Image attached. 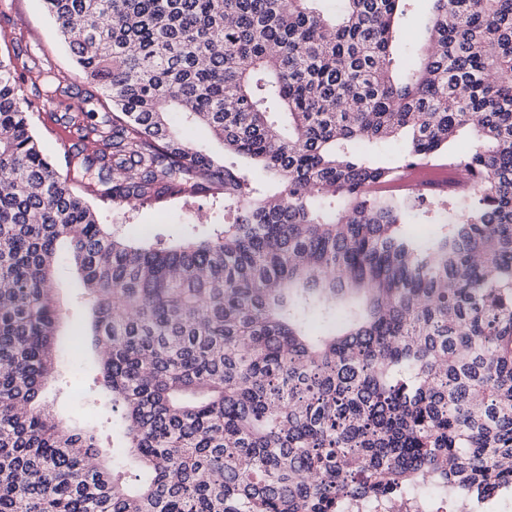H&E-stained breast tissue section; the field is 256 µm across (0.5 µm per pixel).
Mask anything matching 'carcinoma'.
<instances>
[{"mask_svg": "<svg viewBox=\"0 0 512 512\" xmlns=\"http://www.w3.org/2000/svg\"><path fill=\"white\" fill-rule=\"evenodd\" d=\"M43 2L113 112L65 114L78 189L34 135L31 70L0 58V512H346L426 481L455 503L512 488V0H433L417 54L394 29L414 0L333 17L322 0ZM391 142L466 172L430 239L407 229L425 195L377 192ZM200 194L233 222L168 248L112 237L87 200ZM61 249L151 474L135 492L94 429L39 402Z\"/></svg>", "mask_w": 512, "mask_h": 512, "instance_id": "obj_1", "label": "carcinoma"}]
</instances>
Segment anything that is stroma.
I'll list each match as a JSON object with an SVG mask.
<instances>
[{"mask_svg": "<svg viewBox=\"0 0 512 512\" xmlns=\"http://www.w3.org/2000/svg\"><path fill=\"white\" fill-rule=\"evenodd\" d=\"M0 56L19 58L33 70L47 71L61 79L53 103L33 112L32 125L59 173L72 177L75 168L68 163L72 149L58 142L54 128L62 127L69 103L85 100L87 108L102 115L111 112V102L98 84L76 68L41 0H0ZM94 206L100 223L113 236L158 247L214 236L223 232L231 220L223 204L203 197L133 210H117L111 202L99 199ZM200 208L210 211V222L195 223ZM54 298L60 309L55 336L58 352L42 402L64 427L94 425L106 429L116 415L99 369L100 349L89 335L92 305L80 295L74 271L64 261L55 274Z\"/></svg>", "mask_w": 512, "mask_h": 512, "instance_id": "1", "label": "stroma"}]
</instances>
